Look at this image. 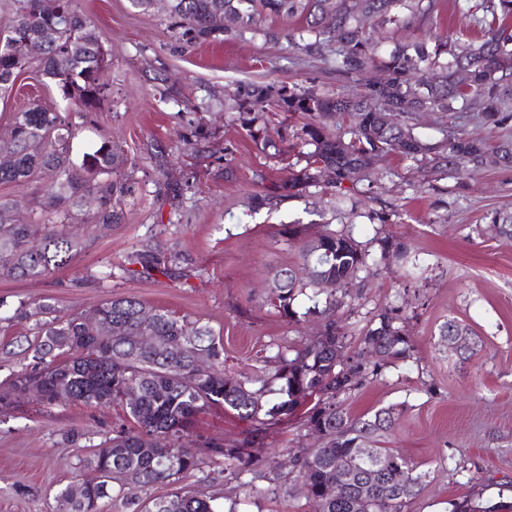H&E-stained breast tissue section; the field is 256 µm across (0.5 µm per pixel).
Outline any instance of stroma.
I'll list each match as a JSON object with an SVG mask.
<instances>
[{
    "instance_id": "1",
    "label": "stroma",
    "mask_w": 512,
    "mask_h": 512,
    "mask_svg": "<svg viewBox=\"0 0 512 512\" xmlns=\"http://www.w3.org/2000/svg\"><path fill=\"white\" fill-rule=\"evenodd\" d=\"M74 5L103 33L111 58L99 111H74L32 71L0 93V139H7L16 112L52 106L78 130L74 158L105 138L124 149L134 193L124 224L89 241L71 266L43 279L0 280V299L11 305L48 299L62 312L88 313L113 297L136 298L220 331L225 371L244 374L260 349L304 346L321 327L288 323L263 301L273 270L299 261L298 243L285 235L288 222L301 220L311 234L352 230L372 261L336 311L347 355L358 350L374 316L392 307L413 348L410 358L344 395L343 408L359 416L396 406L393 447L430 473L405 512L497 502L512 485V239L497 236L490 222L496 213L512 214V168L448 175L392 156L376 165L384 173L378 185L363 182L342 196L311 187L279 210L249 212L247 194L259 190L261 177L280 172L229 123L228 92L254 83L346 94L351 84L322 62L290 52L283 38L248 32L190 43L173 35L160 5L146 14L128 0ZM450 127L492 144L512 138V122L497 126L474 112L416 117V132L426 140ZM375 213L385 215L379 229L407 249V259L382 256L374 238L379 229L369 221ZM148 245L174 249L179 278L156 273L95 282L96 274ZM450 318L483 341L468 361L439 339V325ZM125 422L116 405L45 407L23 399L0 407V512H57L56 496L76 483L88 445ZM195 432L227 443L253 439L264 463L249 475L257 493L244 512H308L284 465L287 456L316 445L305 434L303 413L256 438L248 422L214 409L201 415ZM179 484L219 502L239 492L237 480L208 459Z\"/></svg>"
}]
</instances>
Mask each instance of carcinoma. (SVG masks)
<instances>
[{
    "instance_id": "carcinoma-1",
    "label": "carcinoma",
    "mask_w": 512,
    "mask_h": 512,
    "mask_svg": "<svg viewBox=\"0 0 512 512\" xmlns=\"http://www.w3.org/2000/svg\"><path fill=\"white\" fill-rule=\"evenodd\" d=\"M172 28L182 40L207 41L218 34L262 33L267 17L298 22L287 29L288 47L324 62L354 84L346 95L297 85L272 90L257 85L236 89L231 100L239 125L262 152L279 160L300 148L288 177L255 194V208L278 209L318 186L329 169L332 187L356 183L376 159L394 155L438 171L457 174L470 168H512V139L494 145L462 134L429 143L415 133L418 112H479L504 125L512 119V0H455L484 31L480 42L431 34L437 0H166ZM38 65L42 76L80 112L99 109L107 66L102 33L74 7V0H15L14 16L0 32V89ZM387 73L383 83L367 77ZM392 113L386 123L382 113ZM13 139L0 145V183L24 184L39 175L40 212L29 220L0 202V278H46L70 266L90 234L122 223L123 202L133 185L123 173L124 151L105 140L81 162L72 159L76 127L68 116L35 104L15 114ZM353 232L324 231L300 246L298 267L273 272L265 299L288 322L325 317L320 335L302 348L278 345L265 356L270 373L233 376L224 372V341L209 324L191 321L136 298L109 299L92 321L84 313L66 314L44 300H20L0 322L25 332L9 344L31 354L32 363L13 374L3 399L38 387L34 400L45 406L81 403L121 405L133 423L94 446L83 461L85 492L67 486L58 496L59 512H240L251 497L242 480L256 465L250 441L206 442L213 461L239 480L242 497L212 498L176 486L179 475L199 469L191 433L198 417L212 409L234 412L254 424L258 434L300 410L306 431L321 443L291 462L296 481L309 483L311 512H403L423 490L429 472L389 447L396 412L379 408L353 417L340 397L359 389L371 376L410 355L411 343L396 310L384 309L379 323L361 339L356 355L344 353L345 334L334 313L336 291L356 280L367 266ZM173 259L148 247L126 256L125 275L158 272L172 276ZM140 265L141 270L134 269ZM307 267L306 276L298 270ZM301 295L313 306L300 312ZM325 296L324 308L319 297ZM441 342H459L466 361L480 338L455 319L439 326ZM165 440L160 448L155 436ZM351 472L349 487L337 498L326 494L336 482V466ZM373 479L375 489L360 485ZM159 483L162 495L140 492Z\"/></svg>"
}]
</instances>
